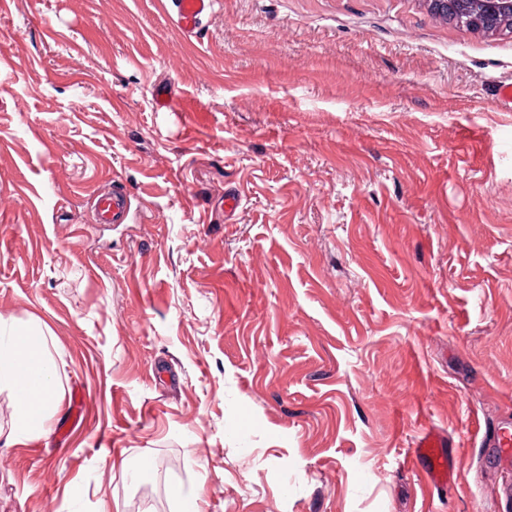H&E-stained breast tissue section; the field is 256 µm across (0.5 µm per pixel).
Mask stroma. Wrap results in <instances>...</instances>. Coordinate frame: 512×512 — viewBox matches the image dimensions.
Returning <instances> with one entry per match:
<instances>
[{
  "instance_id": "1",
  "label": "stroma",
  "mask_w": 512,
  "mask_h": 512,
  "mask_svg": "<svg viewBox=\"0 0 512 512\" xmlns=\"http://www.w3.org/2000/svg\"><path fill=\"white\" fill-rule=\"evenodd\" d=\"M0 0V320L62 365L0 512H512V32L426 0ZM167 89L170 108L156 104ZM120 191L122 223L93 200ZM240 203L224 215V195ZM445 435L454 480L410 458ZM174 26L186 38L195 36L214 8L213 0H176Z\"/></svg>"
}]
</instances>
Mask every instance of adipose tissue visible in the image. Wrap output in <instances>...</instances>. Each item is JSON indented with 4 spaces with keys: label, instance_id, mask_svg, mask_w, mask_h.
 <instances>
[{
    "label": "adipose tissue",
    "instance_id": "1",
    "mask_svg": "<svg viewBox=\"0 0 512 512\" xmlns=\"http://www.w3.org/2000/svg\"><path fill=\"white\" fill-rule=\"evenodd\" d=\"M0 393L10 397L15 418L7 444L51 436L63 408L60 368L38 326L0 321Z\"/></svg>",
    "mask_w": 512,
    "mask_h": 512
}]
</instances>
